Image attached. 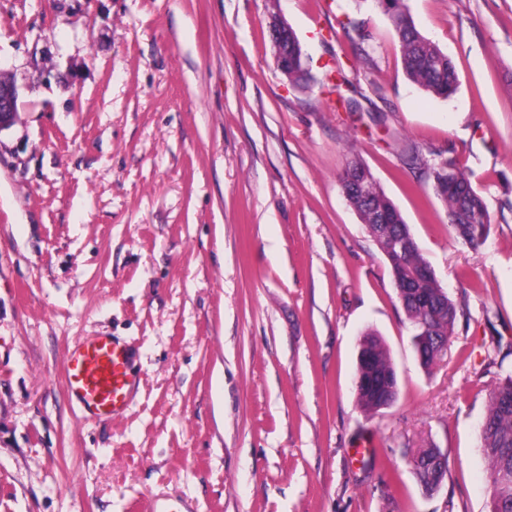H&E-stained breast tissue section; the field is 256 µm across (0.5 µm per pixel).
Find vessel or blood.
<instances>
[{
	"label": "vessel or blood",
	"mask_w": 512,
	"mask_h": 512,
	"mask_svg": "<svg viewBox=\"0 0 512 512\" xmlns=\"http://www.w3.org/2000/svg\"><path fill=\"white\" fill-rule=\"evenodd\" d=\"M63 372L70 400L81 412L97 418L122 415L140 385L129 345L107 334L69 349Z\"/></svg>",
	"instance_id": "1"
}]
</instances>
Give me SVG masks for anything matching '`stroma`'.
<instances>
[{
  "mask_svg": "<svg viewBox=\"0 0 512 512\" xmlns=\"http://www.w3.org/2000/svg\"><path fill=\"white\" fill-rule=\"evenodd\" d=\"M454 63L408 80L377 0H0V512H489L478 425L512 372V0H408ZM314 81L277 69L271 14ZM348 73L361 109L320 86ZM464 169L492 225L471 248L412 153ZM362 160L458 307L441 362L339 177ZM399 395L358 405L361 339ZM128 341L141 383L111 420L70 403L85 336ZM437 448L441 488L409 460ZM18 99L19 90L15 79L0 72V132L16 122Z\"/></svg>",
  "mask_w": 512,
  "mask_h": 512,
  "instance_id": "1",
  "label": "stroma"
}]
</instances>
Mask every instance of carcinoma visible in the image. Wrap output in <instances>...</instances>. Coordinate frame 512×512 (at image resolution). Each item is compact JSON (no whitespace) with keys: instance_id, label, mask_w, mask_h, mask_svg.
I'll use <instances>...</instances> for the list:
<instances>
[{"instance_id":"carcinoma-1","label":"carcinoma","mask_w":512,"mask_h":512,"mask_svg":"<svg viewBox=\"0 0 512 512\" xmlns=\"http://www.w3.org/2000/svg\"><path fill=\"white\" fill-rule=\"evenodd\" d=\"M390 14L402 53V63L408 79L425 92L449 99L459 86V76L452 61L436 44L417 29L405 0H379ZM271 43L281 48L288 63L279 71L289 83L308 80V71L302 60L300 43L287 22L272 15L269 25ZM355 91L345 75L342 64H336L328 93L337 95V103L347 112L357 109V102L342 93ZM432 189L448 208L455 235L470 247L483 245L489 235L491 216L483 197L472 187L468 176L452 162L430 166ZM342 193L349 206L357 213L369 232H374L377 217L387 216L389 235H400L409 241L402 252L380 249L388 262L393 283L404 282L411 272L429 269L409 225L400 211L377 183L371 170L361 162H353L342 179ZM402 306L415 328L416 357L420 365L431 368L448 348L456 320L457 308L447 291L432 275L413 280L411 287L401 289ZM397 372L382 339L373 332L363 337L357 364L355 393L359 406L366 413H374L390 406L389 397L398 395ZM482 455L488 463L490 476V512H512V374L504 376L490 393L486 415L479 431ZM448 459L437 448L421 452L415 474L419 482L428 485V479L444 480Z\"/></svg>"}]
</instances>
